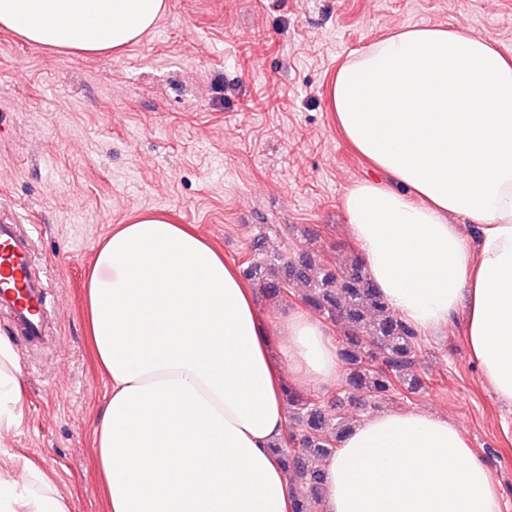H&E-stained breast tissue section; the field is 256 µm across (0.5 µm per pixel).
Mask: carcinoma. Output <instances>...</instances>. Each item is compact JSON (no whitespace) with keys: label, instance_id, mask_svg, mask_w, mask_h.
Listing matches in <instances>:
<instances>
[{"label":"carcinoma","instance_id":"carcinoma-1","mask_svg":"<svg viewBox=\"0 0 512 512\" xmlns=\"http://www.w3.org/2000/svg\"><path fill=\"white\" fill-rule=\"evenodd\" d=\"M263 248V238L255 239V257L242 262V277L256 293L274 302L292 295L331 323H345L339 348L345 388L326 405L287 385L288 435L274 447L293 486L294 512H323L326 462L348 425L344 405L424 391L426 382L414 372L420 336L393 313L360 257L331 263L309 252L268 256Z\"/></svg>","mask_w":512,"mask_h":512}]
</instances>
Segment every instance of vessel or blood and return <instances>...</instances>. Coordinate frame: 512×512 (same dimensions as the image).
I'll return each mask as SVG.
<instances>
[{"label": "vessel or blood", "mask_w": 512, "mask_h": 512, "mask_svg": "<svg viewBox=\"0 0 512 512\" xmlns=\"http://www.w3.org/2000/svg\"><path fill=\"white\" fill-rule=\"evenodd\" d=\"M32 236L13 222L0 224V305L12 312L13 327L26 337L43 335L47 289L30 266Z\"/></svg>", "instance_id": "vessel-or-blood-1"}]
</instances>
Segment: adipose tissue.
<instances>
[{
	"instance_id": "adipose-tissue-1",
	"label": "adipose tissue",
	"mask_w": 512,
	"mask_h": 512,
	"mask_svg": "<svg viewBox=\"0 0 512 512\" xmlns=\"http://www.w3.org/2000/svg\"><path fill=\"white\" fill-rule=\"evenodd\" d=\"M165 0H0V29L50 48L117 51ZM340 133L379 171L344 196L349 233L387 303L421 332L463 315L471 360L512 409V58L453 26L376 40L336 71ZM478 225L469 246L464 223ZM109 395L93 422L110 512H293L271 447L283 390L340 369L326 328L278 323L201 235L145 213L100 247L88 291ZM22 369L0 336V427L21 417ZM324 512H503L466 434L422 410L375 413L330 459ZM41 468L0 469V512H72Z\"/></svg>"
}]
</instances>
